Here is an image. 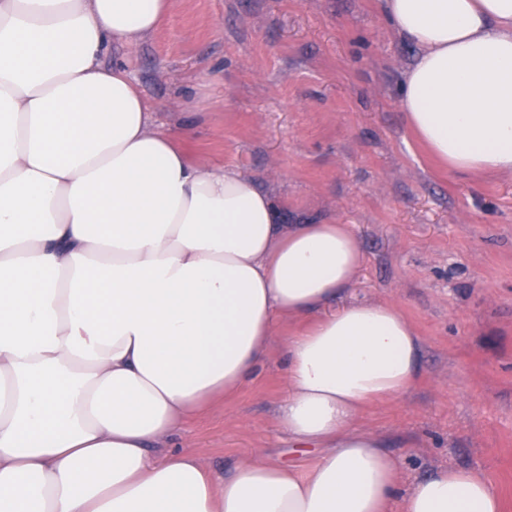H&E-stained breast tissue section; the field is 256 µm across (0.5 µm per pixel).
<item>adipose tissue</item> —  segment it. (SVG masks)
<instances>
[{
	"instance_id": "1",
	"label": "adipose tissue",
	"mask_w": 512,
	"mask_h": 512,
	"mask_svg": "<svg viewBox=\"0 0 512 512\" xmlns=\"http://www.w3.org/2000/svg\"><path fill=\"white\" fill-rule=\"evenodd\" d=\"M417 50L408 128L449 170L512 172V0H381ZM171 0H0V512H500L443 469L399 483L360 425L406 394L422 342L396 306L335 301L363 260L344 224H285L235 170L154 130L126 63ZM280 424L305 466L227 475L153 450L234 394L282 321Z\"/></svg>"
}]
</instances>
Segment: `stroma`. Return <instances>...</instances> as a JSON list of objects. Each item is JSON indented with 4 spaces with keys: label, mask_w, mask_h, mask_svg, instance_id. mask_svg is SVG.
<instances>
[{
    "label": "stroma",
    "mask_w": 512,
    "mask_h": 512,
    "mask_svg": "<svg viewBox=\"0 0 512 512\" xmlns=\"http://www.w3.org/2000/svg\"><path fill=\"white\" fill-rule=\"evenodd\" d=\"M416 54L379 0H172L126 60L156 129L191 127V160L233 168L288 224H344L363 262L340 303L397 305L423 341L422 379L371 407L362 426L402 460L401 484L475 471L512 512V172L441 169L408 131L402 74ZM278 325L234 396L163 442L209 471L263 457L305 465L279 424Z\"/></svg>",
    "instance_id": "stroma-1"
}]
</instances>
